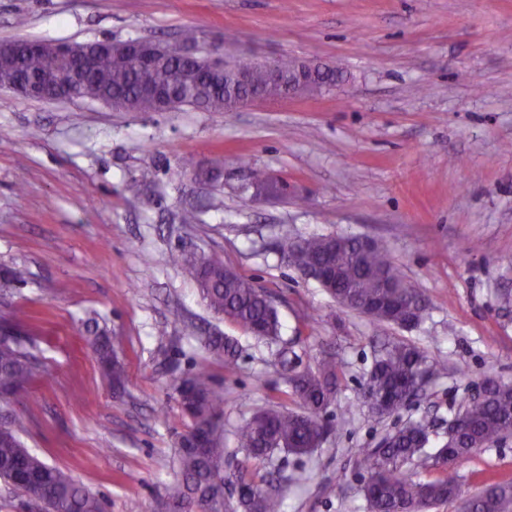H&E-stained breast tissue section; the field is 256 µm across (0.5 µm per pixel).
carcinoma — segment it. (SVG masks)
Here are the masks:
<instances>
[{"instance_id":"cac0c4a2","label":"carcinoma","mask_w":512,"mask_h":512,"mask_svg":"<svg viewBox=\"0 0 512 512\" xmlns=\"http://www.w3.org/2000/svg\"><path fill=\"white\" fill-rule=\"evenodd\" d=\"M235 66L250 71L253 90L267 87V74L243 59ZM16 69L25 78L51 81L56 77L50 61L29 53L17 61L3 56L0 70ZM340 78L333 72L320 73L307 83L304 94L313 95L332 86ZM152 82L175 93L176 106H190L211 112L232 109L229 90L236 73L227 72L224 82L205 84L197 70L174 63L153 70L108 54L94 57L81 94L88 98L122 102L117 108L127 112H156L158 106L141 95L140 86ZM224 162L215 160L207 169L186 167L199 180H212ZM284 257L293 256L305 265L330 262L336 266V282L324 283L326 293L345 309L400 327L418 324L428 304L419 289L399 274L389 253L376 242L355 237L313 236L296 239L285 236L278 243ZM169 263L196 283L202 300L215 313L243 331L270 342L280 340L278 311L268 296L251 281L224 265L215 254L197 255L178 251ZM22 273L7 269L0 273V298L7 299ZM30 319L22 307H13L0 319L3 325L19 330ZM87 343L103 375L116 388L124 387L126 372L105 327L94 316L84 322ZM205 347L231 367L238 356L236 342L227 336H209ZM34 341L16 335L11 343L0 342V478L12 484L29 502L44 512H104L101 498L76 482L71 473L52 466L32 454L21 439V424L7 407L9 398L31 383L39 368ZM446 370L438 358L407 342H393L375 356L364 387V404L377 418L389 416L418 396L424 380L432 381ZM342 375L336 357L324 352L315 366L293 369L285 376L286 393L300 403V410L279 406L262 408L241 420L233 430L236 448L246 460L228 470L231 452L224 447V393L212 375L200 370L177 377L172 390L185 432L179 436L175 454V477L165 488L164 502L177 512H219L224 508V488L236 484L245 492L232 504L230 512H280L281 501L274 493H263L268 474L259 464L277 453L298 457L310 454L329 435L323 414L334 403ZM494 385L482 401L465 400L457 414L460 422L441 439L432 455L427 454L426 424L402 427L375 448H362L368 480L363 486L368 512H428L432 507L455 499L459 484L453 466L473 450L490 447L512 434V384L492 377ZM432 461L442 476L421 481L405 467L416 461ZM469 512H512V483H496L468 501Z\"/></svg>"}]
</instances>
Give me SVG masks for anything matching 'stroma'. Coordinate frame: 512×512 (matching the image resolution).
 Segmentation results:
<instances>
[{"label": "stroma", "mask_w": 512, "mask_h": 512, "mask_svg": "<svg viewBox=\"0 0 512 512\" xmlns=\"http://www.w3.org/2000/svg\"><path fill=\"white\" fill-rule=\"evenodd\" d=\"M225 55L299 58L340 69L315 97L232 112H122L89 100L44 102L0 90V268L23 280L15 305L41 372L14 397L27 448L69 469L105 512H158L184 422L172 376L208 371L224 391V444L258 408L282 404L276 346L215 315L171 252L218 254L271 298L289 356L336 354L343 379L312 455L266 463L280 512H367L359 449L406 423L450 419L486 375L512 382V0H0V41L175 43L184 28ZM222 158L217 182L183 166ZM283 190L257 192L251 168ZM153 177L127 192L144 169ZM201 205L195 223L184 208ZM369 237L428 301L407 329L340 307L276 251L282 236ZM97 314L127 370L113 394L85 341ZM166 339H159V332ZM235 339L232 368L200 341ZM405 341L446 372L394 414L362 403L375 353ZM306 469L307 482L291 477ZM463 512L512 481V436L456 466Z\"/></svg>", "instance_id": "stroma-1"}]
</instances>
